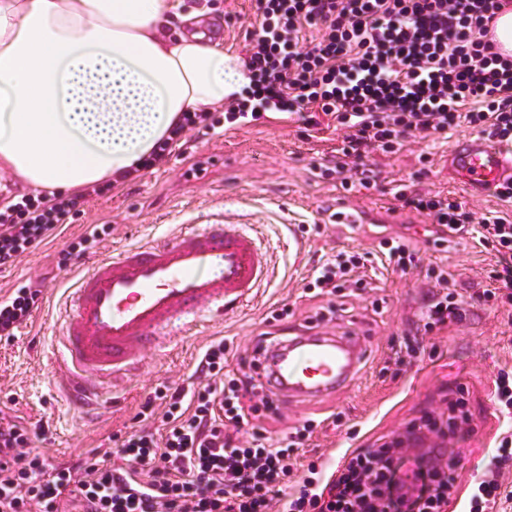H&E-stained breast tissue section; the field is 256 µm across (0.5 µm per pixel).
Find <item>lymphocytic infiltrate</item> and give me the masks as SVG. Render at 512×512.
<instances>
[{
	"label": "lymphocytic infiltrate",
	"instance_id": "lymphocytic-infiltrate-1",
	"mask_svg": "<svg viewBox=\"0 0 512 512\" xmlns=\"http://www.w3.org/2000/svg\"><path fill=\"white\" fill-rule=\"evenodd\" d=\"M512 0H252L244 65L250 83L225 120L280 112L306 128L343 134L333 167L343 189L369 186L364 158L398 152L408 137L427 138L467 124L496 142L512 143V55L489 28ZM401 206L431 217L434 246L478 235L496 252L489 288L466 299L448 273L429 266L432 283L419 319L430 333L465 320L472 304L512 307V218L475 219L465 205L441 194L398 185ZM86 194L49 200L22 197L0 212V269L62 224L77 218ZM360 257L340 251L326 259L305 293L333 297L366 290ZM287 310L272 312L250 351L231 352L213 341L184 386L163 385L142 403L136 424L113 435V448L64 464L43 454L44 425L0 410V512H498L512 501L501 481L512 463V424L497 453L465 499L457 497V460L416 467L414 489L403 495V442L393 435L353 451L329 479L317 460L298 468V451L315 425L273 438L253 421L275 403L255 370L277 338ZM447 413L430 412L408 430L445 436L469 422L464 388Z\"/></svg>",
	"mask_w": 512,
	"mask_h": 512
}]
</instances>
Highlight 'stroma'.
Returning a JSON list of instances; mask_svg holds the SVG:
<instances>
[{
	"label": "stroma",
	"instance_id": "1",
	"mask_svg": "<svg viewBox=\"0 0 512 512\" xmlns=\"http://www.w3.org/2000/svg\"><path fill=\"white\" fill-rule=\"evenodd\" d=\"M189 2L192 9L206 13L208 33L223 34L225 46L245 52L250 0ZM472 133L463 124L444 137L407 141L395 154L371 153L367 164L376 174L375 186L356 184L348 191L336 179L319 175L320 167L341 147L340 133L325 129L310 135L282 114L257 125H235L231 144L218 127L203 141L174 146L170 155L136 181L90 196L73 223L60 225L14 266L1 270L0 293L27 285L62 295L73 281L71 270H58V257L88 225L110 228L109 236L89 250L90 255L102 256L114 247L171 231L194 220L198 212L229 209L241 223L262 231L272 257L273 275L260 288L257 304L221 325L187 336L177 347L150 353L138 375L93 419L70 410L62 397L64 372L57 360L54 317L32 313L11 339L0 340V404L29 423L48 425L39 447L53 460L90 455L109 447L110 436L134 425L141 404L155 387L188 384L212 341L223 339L230 347L247 348L270 312L282 307L290 309L293 323L303 322L318 305L303 294V280L313 274L319 260L342 249L361 253L373 248L380 237L403 235L419 249L420 267L404 274L373 258L364 269L372 294L336 297V317L325 326L331 333L366 337L367 357L357 378L333 399L288 404L279 415L261 417L258 425L277 437L304 419L318 421L305 453L318 457L328 476L336 458L404 430L424 412L446 409L448 393L462 385L469 392L473 423L471 430L457 435L452 451L461 460L458 491L469 494L495 455V439L502 430L491 392L499 370H512V316L504 310L472 309L463 323L423 336L424 345H436V355L421 353L395 378L384 374L382 367L392 353L391 340L404 336L419 318L427 266H442L455 279L458 291L468 295L486 288L484 272L496 263L494 253L471 237L434 248L429 242L431 219L399 207L393 199L395 185L406 183L422 193L448 195L479 216L512 212V205L496 195H469L449 178L450 148ZM425 151L430 158L423 163L419 157ZM194 163L204 165L203 176L186 178ZM339 199L353 207L386 212L388 220L353 229L317 223V209ZM375 298L380 306H372Z\"/></svg>",
	"mask_w": 512,
	"mask_h": 512
}]
</instances>
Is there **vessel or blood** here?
Returning a JSON list of instances; mask_svg holds the SVG:
<instances>
[{"label": "vessel or blood", "instance_id": "vessel-or-blood-1", "mask_svg": "<svg viewBox=\"0 0 512 512\" xmlns=\"http://www.w3.org/2000/svg\"><path fill=\"white\" fill-rule=\"evenodd\" d=\"M467 190L490 194L512 182V149L484 137L458 141L448 158ZM331 224H373L372 209H337ZM272 275L271 256L254 228L204 217L146 241L92 257L67 291L58 326L69 406L105 403L115 382L144 356L172 342L171 325L191 332L253 300ZM367 355L363 337L294 330L274 342L258 374L280 402L329 398L350 386Z\"/></svg>", "mask_w": 512, "mask_h": 512}]
</instances>
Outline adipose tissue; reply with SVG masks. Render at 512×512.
<instances>
[{
	"label": "adipose tissue",
	"instance_id": "obj_1",
	"mask_svg": "<svg viewBox=\"0 0 512 512\" xmlns=\"http://www.w3.org/2000/svg\"><path fill=\"white\" fill-rule=\"evenodd\" d=\"M183 0H0V172L37 192L78 189L147 158L185 113L248 79Z\"/></svg>",
	"mask_w": 512,
	"mask_h": 512
}]
</instances>
